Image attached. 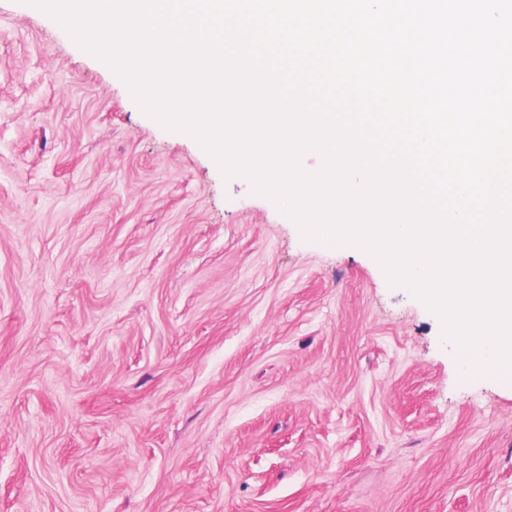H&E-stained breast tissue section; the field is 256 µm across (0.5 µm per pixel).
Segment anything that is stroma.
I'll return each mask as SVG.
<instances>
[{"label":"stroma","mask_w":512,"mask_h":512,"mask_svg":"<svg viewBox=\"0 0 512 512\" xmlns=\"http://www.w3.org/2000/svg\"><path fill=\"white\" fill-rule=\"evenodd\" d=\"M0 512H512V377L0 0Z\"/></svg>","instance_id":"1"}]
</instances>
